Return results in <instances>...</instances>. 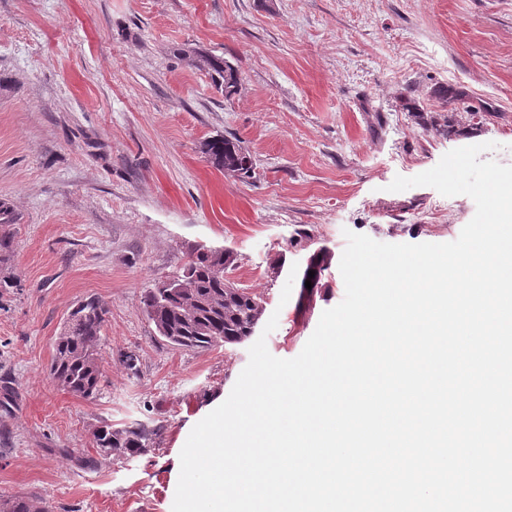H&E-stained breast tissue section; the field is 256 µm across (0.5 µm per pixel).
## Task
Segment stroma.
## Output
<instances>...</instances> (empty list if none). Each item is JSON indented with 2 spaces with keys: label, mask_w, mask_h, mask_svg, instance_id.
<instances>
[{
  "label": "stroma",
  "mask_w": 512,
  "mask_h": 512,
  "mask_svg": "<svg viewBox=\"0 0 512 512\" xmlns=\"http://www.w3.org/2000/svg\"><path fill=\"white\" fill-rule=\"evenodd\" d=\"M197 52L237 67L234 98L187 64ZM441 84L497 117L447 138L425 130L406 103L441 110ZM229 135L255 178L209 161L206 142ZM481 143L483 159L512 165V0H0V201L17 217L0 367L19 394L0 418V496L50 512H170L184 426L230 394L249 346L172 348L143 314L144 292L194 245L230 250L238 287L279 315L269 352L294 358L344 297L345 231L458 238L470 197L388 186ZM91 295L109 314L104 377L85 399L49 365L69 310ZM103 419L166 430L153 453L79 469L73 456L92 451Z\"/></svg>",
  "instance_id": "1"
}]
</instances>
